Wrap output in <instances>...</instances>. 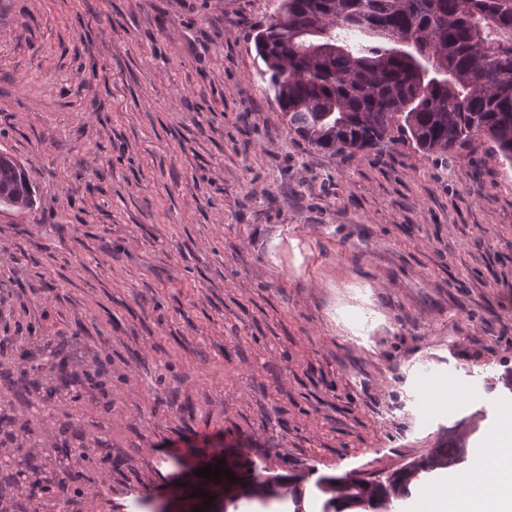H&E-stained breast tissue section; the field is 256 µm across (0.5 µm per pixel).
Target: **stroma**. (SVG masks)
<instances>
[{"label": "stroma", "instance_id": "35a3bbf8", "mask_svg": "<svg viewBox=\"0 0 512 512\" xmlns=\"http://www.w3.org/2000/svg\"><path fill=\"white\" fill-rule=\"evenodd\" d=\"M272 0H0V411L67 428L68 512H224L197 469L295 486L238 512H322L512 407V167L485 137L352 156L288 128L257 75ZM105 366L109 397L73 381ZM215 497L206 503L205 494ZM32 186L22 166L8 153L0 152V206L32 209Z\"/></svg>", "mask_w": 512, "mask_h": 512}]
</instances>
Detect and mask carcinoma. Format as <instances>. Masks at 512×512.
Listing matches in <instances>:
<instances>
[{
  "mask_svg": "<svg viewBox=\"0 0 512 512\" xmlns=\"http://www.w3.org/2000/svg\"><path fill=\"white\" fill-rule=\"evenodd\" d=\"M265 91L288 128L333 154L364 151L395 136L425 153L446 156L485 136L512 167V0H276L254 37ZM22 166L0 152V206L32 209ZM25 400L40 380L17 388ZM13 417L0 414V446L15 440ZM450 445L381 482L349 475L319 484L323 512L366 505L386 512L420 474L459 463ZM50 450L26 459L27 497L54 498ZM251 495L264 501L267 482L245 470Z\"/></svg>",
  "mask_w": 512,
  "mask_h": 512,
  "instance_id": "cac0c4a2",
  "label": "carcinoma"
}]
</instances>
